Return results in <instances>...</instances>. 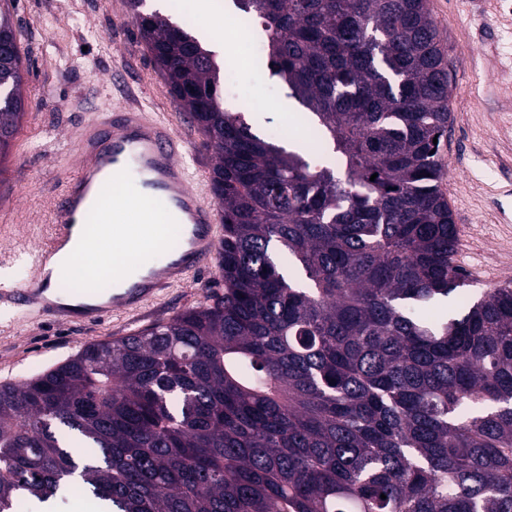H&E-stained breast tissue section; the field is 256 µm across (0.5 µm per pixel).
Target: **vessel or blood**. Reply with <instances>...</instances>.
<instances>
[{"label":"vessel or blood","instance_id":"obj_1","mask_svg":"<svg viewBox=\"0 0 512 512\" xmlns=\"http://www.w3.org/2000/svg\"><path fill=\"white\" fill-rule=\"evenodd\" d=\"M78 151L85 162L65 174L44 222L0 251L1 264L23 255L29 266L25 284H0L1 307L70 325L99 324L115 316L134 318L170 288L216 261L223 236L219 207L208 197L207 173L186 164L188 146L172 113L150 112L138 105L91 113ZM132 165L142 176L140 195L165 200L164 222L186 226L184 243L138 281L129 284L117 278L111 295L79 288L71 299L62 298L56 290L58 259L81 236H88V226L100 230L89 237L100 251L113 244L139 243L142 232L158 229L160 223L150 212L135 200L120 198Z\"/></svg>","mask_w":512,"mask_h":512}]
</instances>
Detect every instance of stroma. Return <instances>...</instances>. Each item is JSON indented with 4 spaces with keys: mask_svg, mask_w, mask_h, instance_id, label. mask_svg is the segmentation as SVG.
<instances>
[{
    "mask_svg": "<svg viewBox=\"0 0 512 512\" xmlns=\"http://www.w3.org/2000/svg\"><path fill=\"white\" fill-rule=\"evenodd\" d=\"M441 42L455 61L452 127L443 143L440 188L458 229L453 260L479 295L512 282V0H429ZM21 34L27 100L19 133L0 162V225L41 223L64 174L82 157L77 136L90 105H142L177 114L189 163L212 167L214 157L164 71L133 23L127 0H9ZM237 83L227 104L253 91L267 101L257 130L272 126L302 139L301 109L264 56L231 32ZM224 290L217 267L167 296L137 320L115 317L96 325L27 320L0 309V384L29 379L74 355L83 345L111 340L197 306Z\"/></svg>",
    "mask_w": 512,
    "mask_h": 512,
    "instance_id": "stroma-1",
    "label": "stroma"
}]
</instances>
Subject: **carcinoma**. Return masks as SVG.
<instances>
[{
    "label": "carcinoma",
    "mask_w": 512,
    "mask_h": 512,
    "mask_svg": "<svg viewBox=\"0 0 512 512\" xmlns=\"http://www.w3.org/2000/svg\"><path fill=\"white\" fill-rule=\"evenodd\" d=\"M127 2L214 152L224 294L0 385V512L77 490L100 512H512V286L457 298L454 58L427 0H233L323 161L225 108L215 53ZM23 80L0 9V160Z\"/></svg>",
    "instance_id": "obj_1"
}]
</instances>
